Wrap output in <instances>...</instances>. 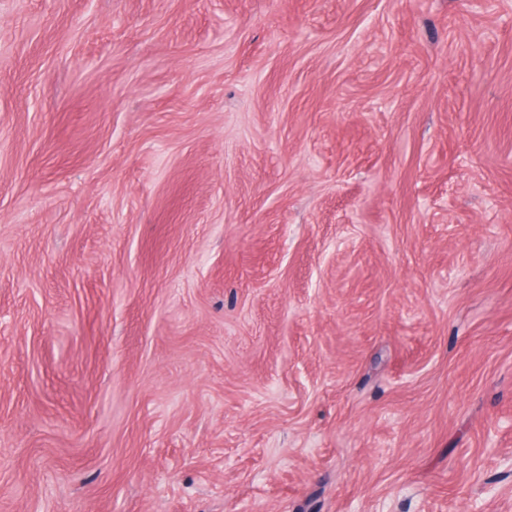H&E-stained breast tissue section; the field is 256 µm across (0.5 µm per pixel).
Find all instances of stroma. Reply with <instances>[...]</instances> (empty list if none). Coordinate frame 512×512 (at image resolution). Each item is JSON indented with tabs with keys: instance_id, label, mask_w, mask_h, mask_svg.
Segmentation results:
<instances>
[{
	"instance_id": "obj_1",
	"label": "stroma",
	"mask_w": 512,
	"mask_h": 512,
	"mask_svg": "<svg viewBox=\"0 0 512 512\" xmlns=\"http://www.w3.org/2000/svg\"><path fill=\"white\" fill-rule=\"evenodd\" d=\"M0 512H512V0H0Z\"/></svg>"
}]
</instances>
